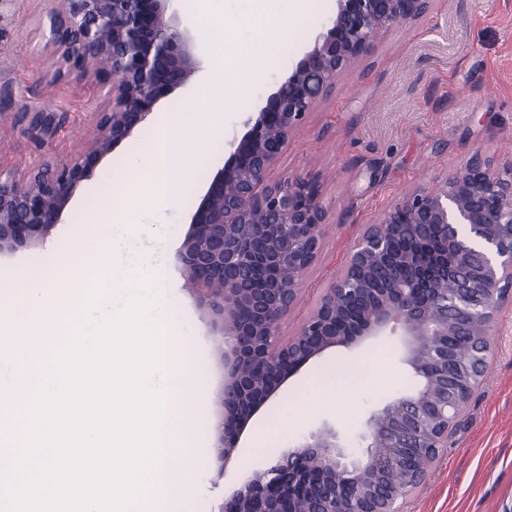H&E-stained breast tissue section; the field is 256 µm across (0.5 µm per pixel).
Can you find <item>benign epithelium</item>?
<instances>
[{"instance_id": "7a95c632", "label": "benign epithelium", "mask_w": 512, "mask_h": 512, "mask_svg": "<svg viewBox=\"0 0 512 512\" xmlns=\"http://www.w3.org/2000/svg\"><path fill=\"white\" fill-rule=\"evenodd\" d=\"M174 0H63L47 12L46 46L82 78L109 75L108 109L94 113L84 158L50 160L23 178L0 176V258L42 244L62 223L95 167L134 138L171 90L200 71L203 34L180 28ZM433 0H336V10L312 46L251 112L247 131L193 212L178 251L186 286L197 293L219 337L224 383L218 404L217 478L237 451L258 410L291 377L334 348L353 349L382 336L396 338L417 389L369 415L361 448L323 424L275 463L247 471L220 512H399L403 494L427 473L407 460L448 447V431L482 381L494 348V323L512 301V162L499 166L475 151L435 184L397 200L365 225L339 276L324 289L298 331L283 339L280 323L294 308L317 260L326 212L317 181L269 175L289 137L335 80L366 56L379 35L426 14ZM19 0H0V39ZM259 211L272 215L257 224ZM439 228L453 260L444 275L427 272L433 259L402 258L390 239ZM377 276L384 287L370 288ZM405 474L404 493L380 476Z\"/></svg>"}]
</instances>
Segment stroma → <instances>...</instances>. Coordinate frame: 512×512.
Masks as SVG:
<instances>
[{
    "label": "stroma",
    "mask_w": 512,
    "mask_h": 512,
    "mask_svg": "<svg viewBox=\"0 0 512 512\" xmlns=\"http://www.w3.org/2000/svg\"><path fill=\"white\" fill-rule=\"evenodd\" d=\"M49 7L48 0H23L9 36L0 41V171L18 177L47 160L83 156L93 115L106 106L98 80L79 79L45 50L39 19ZM335 9V0H319L315 12L294 17L277 65L251 84L250 106L260 105L287 77ZM38 112L48 113L51 124L35 123ZM478 149L496 163L512 161V0H433L424 16L380 35L371 54L340 76L335 91L290 136L270 174L274 181L316 179L327 212L318 258L282 321V336L297 332L364 225ZM223 163V152L209 151L169 214L165 239L143 244L163 261L171 285L168 318L191 346L207 384L205 427L219 420L223 369L210 319L185 284L177 252L191 211ZM74 228V216H66L46 243L0 260V278L44 268L51 248L66 247ZM494 339L483 383L426 480L403 500V512H512V302L497 314ZM336 356L329 351L323 362L303 368L259 410L224 477H217L213 455L199 461L185 512H216L247 466L270 462L322 423L335 424L346 437L363 432L370 413L417 382L393 342H380L348 355L364 383L337 396L334 405L317 406V373ZM261 425L271 435L256 448L252 438Z\"/></svg>",
    "instance_id": "35a3bbf8"
}]
</instances>
